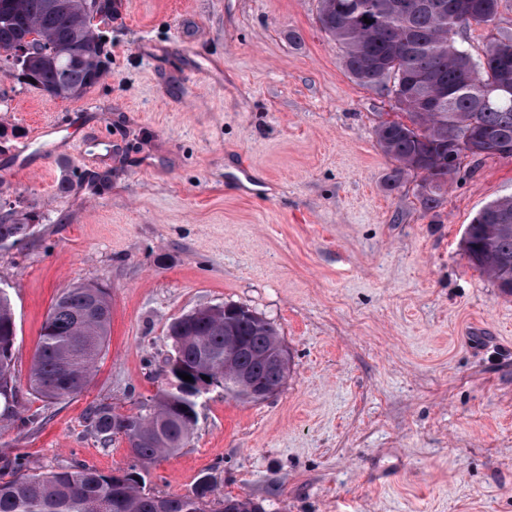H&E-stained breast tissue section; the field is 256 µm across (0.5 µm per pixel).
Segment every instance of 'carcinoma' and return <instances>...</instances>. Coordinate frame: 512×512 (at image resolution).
<instances>
[{
    "instance_id": "obj_1",
    "label": "carcinoma",
    "mask_w": 512,
    "mask_h": 512,
    "mask_svg": "<svg viewBox=\"0 0 512 512\" xmlns=\"http://www.w3.org/2000/svg\"><path fill=\"white\" fill-rule=\"evenodd\" d=\"M54 0H0V74L52 98L76 99L102 79L106 44L98 26L88 25L80 0L52 8ZM500 0H319L320 28L344 48L343 66L360 85L388 90L395 79L407 121H381L376 143L396 162L387 176L393 188L411 173L422 175L418 198L431 210L455 171L448 169V143L457 151L497 154L498 139H512V35H490L474 58L457 40L473 24L490 26ZM371 20L367 24L364 19ZM35 35L30 42L24 38ZM0 218V248L27 239L33 225ZM462 248L471 265L500 287L512 279V194L488 203L467 225ZM111 333V304L105 289L76 284L52 304L41 328L27 381L46 402L73 398L87 387ZM17 325L11 299L0 287V400L14 401L18 377L14 345ZM177 357L169 360L171 390L152 410L112 425V408L95 404L87 418L109 439L123 433L135 461L146 467L182 453L197 422L193 383L208 374L224 377V396L243 400L235 369L251 370L256 383L282 387L288 375L272 374L243 355L224 362L227 348L272 349L279 343L272 322L236 304L227 310L195 309L188 325L172 323ZM212 477H201L189 494L145 492L136 467L115 476L88 465L48 473H25L22 465L0 479V512H206L203 499Z\"/></svg>"
}]
</instances>
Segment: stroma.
I'll return each mask as SVG.
<instances>
[{
	"instance_id": "35a3bbf8",
	"label": "stroma",
	"mask_w": 512,
	"mask_h": 512,
	"mask_svg": "<svg viewBox=\"0 0 512 512\" xmlns=\"http://www.w3.org/2000/svg\"><path fill=\"white\" fill-rule=\"evenodd\" d=\"M317 6L119 0L107 72L81 98L0 76V201L33 226L0 248L18 375L1 477L133 465L88 408L151 405L170 323L233 303L274 322L290 375L262 402L200 397L188 447L143 468L147 491L209 473L213 503L266 512H512V296L461 247L512 194V157L466 159L432 210L417 176L388 189L374 128L401 113L347 73ZM244 163L257 194L240 192ZM80 283L107 289L111 336L85 391L50 404L27 374L53 301Z\"/></svg>"
}]
</instances>
